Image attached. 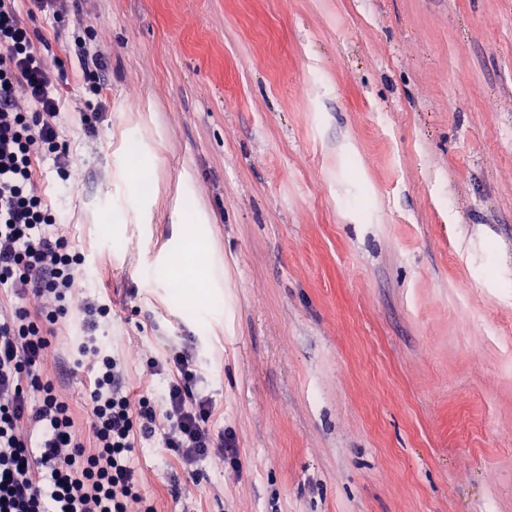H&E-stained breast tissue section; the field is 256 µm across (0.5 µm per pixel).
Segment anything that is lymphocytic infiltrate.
Wrapping results in <instances>:
<instances>
[{"label":"lymphocytic infiltrate","instance_id":"1","mask_svg":"<svg viewBox=\"0 0 512 512\" xmlns=\"http://www.w3.org/2000/svg\"><path fill=\"white\" fill-rule=\"evenodd\" d=\"M15 0H0V512H158L144 494L134 458L152 438L193 472L205 460L237 457L236 440L217 429L192 346L170 344L141 366L145 391L127 386V358L97 336L112 307L77 293L89 269L69 226L40 187L52 161L62 190L80 172L60 136L57 84L66 74ZM87 94L77 120L97 132L104 74L100 52H82ZM85 321L74 353L53 348L67 316ZM94 378L76 413L64 386L73 356Z\"/></svg>","mask_w":512,"mask_h":512}]
</instances>
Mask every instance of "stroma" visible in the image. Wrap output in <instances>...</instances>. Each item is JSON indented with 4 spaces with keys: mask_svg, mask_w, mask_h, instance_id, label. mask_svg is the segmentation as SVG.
I'll return each mask as SVG.
<instances>
[{
    "mask_svg": "<svg viewBox=\"0 0 512 512\" xmlns=\"http://www.w3.org/2000/svg\"><path fill=\"white\" fill-rule=\"evenodd\" d=\"M74 12L32 26L85 178L41 187L113 353L191 342L240 452L193 480L144 448L158 512H512V0ZM79 68L81 71L82 86L85 93L90 96L84 99V109L77 112V120L82 126L86 134H94L98 131L97 124L101 119V103L100 96L103 92L105 76L103 74V63L99 51L92 54L85 51L78 58ZM100 98V100H99Z\"/></svg>",
    "mask_w": 512,
    "mask_h": 512,
    "instance_id": "35a3bbf8",
    "label": "stroma"
}]
</instances>
